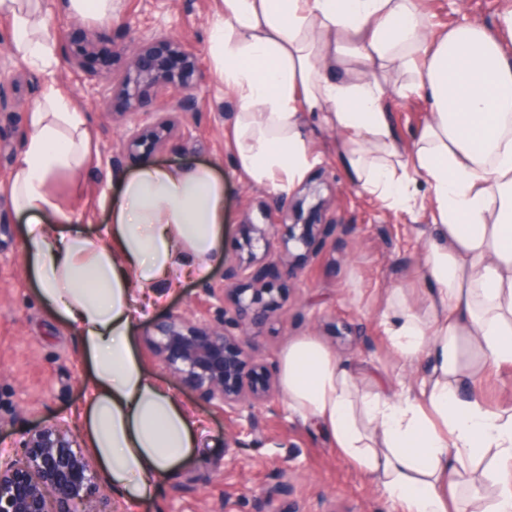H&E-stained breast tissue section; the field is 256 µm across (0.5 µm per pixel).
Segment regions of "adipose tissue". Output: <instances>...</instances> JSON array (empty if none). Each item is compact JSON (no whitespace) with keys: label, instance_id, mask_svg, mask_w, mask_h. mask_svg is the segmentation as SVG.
Masks as SVG:
<instances>
[{"label":"adipose tissue","instance_id":"obj_1","mask_svg":"<svg viewBox=\"0 0 512 512\" xmlns=\"http://www.w3.org/2000/svg\"><path fill=\"white\" fill-rule=\"evenodd\" d=\"M11 51L44 77L10 197L27 219L23 240L42 302L75 328L90 364L82 415L86 450L130 507L196 451V424L160 386L132 336L144 297L222 261L223 182L211 167L147 164L122 181L112 222L72 225L48 190L62 169L92 158V132L56 84L59 32L41 0H0ZM512 5L495 29L467 20L439 37L421 0H220L210 54L239 112L231 147L250 181L286 191L316 162L305 112L335 131L352 184L415 212L433 210L421 275L424 306L403 289L386 298L391 350L422 363L400 390L355 374L311 336L283 351L289 407L314 419L339 451L402 512H512V401L463 395L488 364L512 366ZM430 104L409 153L384 99ZM429 198H420L417 183Z\"/></svg>","mask_w":512,"mask_h":512}]
</instances>
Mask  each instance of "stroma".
I'll return each mask as SVG.
<instances>
[{"mask_svg":"<svg viewBox=\"0 0 512 512\" xmlns=\"http://www.w3.org/2000/svg\"><path fill=\"white\" fill-rule=\"evenodd\" d=\"M505 4L423 0L435 33L462 18L491 25ZM44 10L70 48L88 50L83 67L61 65L57 80L85 112L97 152L84 169L58 172L48 186L75 224L90 234L109 224V197L119 193L121 177L145 164L208 165L229 194L223 262L205 278L188 276L167 290L151 319L134 328L143 362L178 396L201 432L195 456L163 478L156 497L138 512H400L398 503L361 474L320 426L289 411L279 361L290 341L312 336L360 378L374 372L394 384L416 382L423 368L393 354L383 312L395 288L404 289L415 305L423 303L418 272L431 232L430 209L413 214L359 194L336 156L335 132L308 121L319 161L305 179L311 195L303 217L331 230L314 257L288 269L282 242L295 215L266 211L279 190L245 181L228 145L238 104L208 53L219 0H117L108 23L69 11L62 0H45ZM162 31L198 58L202 77L193 92L195 108L180 111L182 91H163L156 105L175 115L177 130L151 154H116V144L139 118L129 113L115 81L137 43ZM11 38L10 21L0 17V89L9 100L0 111V454L5 455L21 453L28 431L57 416L76 422L90 373L75 329L55 317L36 292L23 240L26 219L14 212L6 191L30 134L29 114L44 87L41 73L11 53ZM385 104L401 149H409L431 118L427 101L390 91ZM248 224L267 225L272 247L266 280L285 294L250 334L253 354L269 372L270 394L256 407L253 421L234 422L165 370L149 347L148 334L172 314L211 318L205 289L223 285L224 268L238 261Z\"/></svg>","mask_w":512,"mask_h":512,"instance_id":"stroma-1","label":"stroma"}]
</instances>
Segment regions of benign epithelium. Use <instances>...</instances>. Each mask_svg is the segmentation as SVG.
Listing matches in <instances>:
<instances>
[{
  "label": "benign epithelium",
  "mask_w": 512,
  "mask_h": 512,
  "mask_svg": "<svg viewBox=\"0 0 512 512\" xmlns=\"http://www.w3.org/2000/svg\"><path fill=\"white\" fill-rule=\"evenodd\" d=\"M197 56L175 38L161 32L143 43L119 81V92L129 108L141 116L120 151L132 153L144 146L161 145L176 128L167 113L152 109L155 95L181 88L179 109H194ZM320 229L316 224L288 225V243L309 253ZM263 243V252L256 245ZM267 230L247 225L240 250L247 259L230 265L224 287L207 288L215 300L208 320L171 315L154 324L149 344L164 368L192 386L214 406L241 417L266 400L270 386L266 368L252 353L249 329L267 318L275 302L273 289L263 285V262L270 252ZM100 480L77 442L70 424L56 420L29 432L16 459L0 462V512H112L109 500L99 496Z\"/></svg>",
  "instance_id": "benign-epithelium-1"
}]
</instances>
